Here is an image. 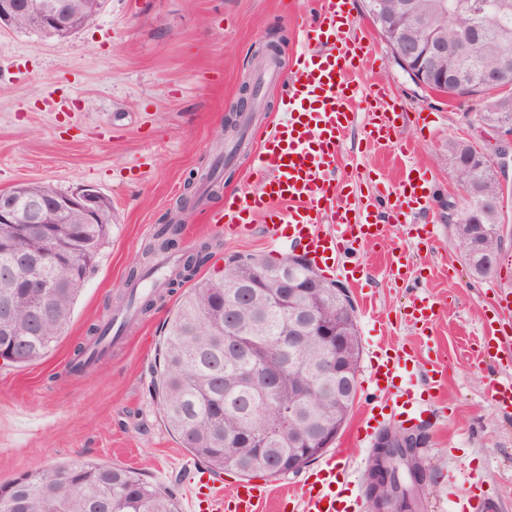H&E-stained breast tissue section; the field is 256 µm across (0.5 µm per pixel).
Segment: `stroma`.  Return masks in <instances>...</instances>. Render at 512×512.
Returning a JSON list of instances; mask_svg holds the SVG:
<instances>
[{
	"mask_svg": "<svg viewBox=\"0 0 512 512\" xmlns=\"http://www.w3.org/2000/svg\"><path fill=\"white\" fill-rule=\"evenodd\" d=\"M305 7V0H104L94 22L66 38L0 29V192L31 182L62 193L91 185L112 203L109 235L66 333L36 363L0 364V486L82 457L176 489L182 512H191L183 470L194 459L164 423L152 374L162 325L183 288L157 294L149 313L129 321L128 344L114 346L101 363L79 375L66 365L92 325L127 305L130 270L154 264L146 249L182 196H190L192 210L171 255L209 244L212 257L198 277L221 270L233 254L284 257L263 221L230 239L208 216L223 209L229 191L259 188L248 153L254 133L277 111L280 88L261 84L258 47L278 40L281 66L289 68L300 48L296 12ZM351 9L375 64L350 79L366 89L385 85L398 110L386 147L369 143L364 122L346 132L336 182L363 200L384 185L400 189L411 169L422 168L432 177V195L410 222L388 225L375 242L353 244L354 275L334 270L326 277L349 290L363 347L382 340L417 357L409 376L427 422L417 512H454L471 475L497 512H512V412L488 395L492 381L512 378V304L502 300L512 293V199L504 214L509 238L483 281L471 277L448 220L462 191L445 145L466 137L483 101H451L421 88L366 16L363 0H351ZM245 81L258 87L245 107L252 127L231 157L224 117L241 108ZM218 164L223 173L214 188L204 176ZM396 248L409 257L408 279L389 273ZM419 296L434 304L425 327L408 316ZM488 321L499 330L501 355L482 361L465 345ZM370 398L385 396L363 371L352 415L327 450L346 472V493L361 512H370L364 474L372 449L358 443L357 433Z\"/></svg>",
	"mask_w": 512,
	"mask_h": 512,
	"instance_id": "stroma-1",
	"label": "stroma"
}]
</instances>
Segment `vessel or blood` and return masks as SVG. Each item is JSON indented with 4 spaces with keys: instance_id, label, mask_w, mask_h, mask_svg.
Wrapping results in <instances>:
<instances>
[{
    "instance_id": "1",
    "label": "vessel or blood",
    "mask_w": 512,
    "mask_h": 512,
    "mask_svg": "<svg viewBox=\"0 0 512 512\" xmlns=\"http://www.w3.org/2000/svg\"><path fill=\"white\" fill-rule=\"evenodd\" d=\"M314 10L302 22L298 39L303 49L294 57L289 73L266 69L270 83H285L279 118L274 121L256 150L252 164L262 175L260 191L230 193L215 223L223 224L228 236L250 231L255 216L269 218L272 240L284 249H301L315 264L343 259L349 246L381 237L385 224L408 217L424 207L431 195L426 172L408 178L387 210L377 201L357 205L352 193L337 192L336 157L342 136L357 120L353 104L360 95L345 75L363 61L361 38L351 36L356 21L350 0H312ZM372 139L391 137V113H368ZM400 356L376 345L367 368L374 385L399 392L407 422L416 423L422 413L412 389L399 379ZM335 461H326L314 474L300 501L301 512H349L340 495ZM266 485L237 484L231 494L210 486L198 492L193 512H261L267 499Z\"/></svg>"
}]
</instances>
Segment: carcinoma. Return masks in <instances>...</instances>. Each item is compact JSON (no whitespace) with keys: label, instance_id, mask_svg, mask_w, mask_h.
Wrapping results in <instances>:
<instances>
[{"label":"carcinoma","instance_id":"carcinoma-1","mask_svg":"<svg viewBox=\"0 0 512 512\" xmlns=\"http://www.w3.org/2000/svg\"><path fill=\"white\" fill-rule=\"evenodd\" d=\"M505 1L512 3V0H447L448 40H454L469 26L485 28L481 39L463 45V51L474 63L476 75L498 64L503 51L499 33L505 30L512 33V7H502ZM70 2L74 12L70 30L73 34L94 21L99 9H87L95 0ZM448 96L483 97L486 105L479 113L480 118L490 120L496 116L498 98L489 96L475 77L448 88ZM472 178L479 182L485 196L497 194V182L490 179L488 170L480 169L471 177L462 172L457 175L464 187ZM47 216L56 227L59 246L74 253L78 260L69 272L88 279L112 223L111 202H106L98 224L87 223L75 211L60 213L51 209ZM278 263L280 260L265 255L241 256L239 264L226 266L216 275L193 284L166 321L156 367V389L163 416L182 447L215 473L235 471L244 476L263 474L279 478L290 472L295 474L316 460L310 455L293 470H288V461L298 456L302 427L287 424L284 411L297 384L295 372L289 370L288 365L316 363L320 356L319 338L312 337L294 351L279 345L288 329V312L286 307L274 302L280 288L273 280L260 284L252 304L236 311L237 344L254 352L264 370L274 377L278 400L268 403L265 380L248 387L238 383L239 371L249 359L244 353L227 347V325H219L214 320L216 313L222 317L227 315L239 292L237 285L255 282L258 272ZM293 276L316 280L321 291L331 285L310 265L293 267L288 277ZM8 293L29 294L14 312V329L30 348L24 364H33L52 351L66 332L78 290L59 287L42 302L38 289L0 280V297ZM322 317L332 321L340 319L347 325L351 368L359 371L361 346L351 299L339 304L331 299L324 306ZM111 332L110 321L95 325L90 329V341L109 345L113 340ZM323 385L335 392V401L317 403L302 413L305 428L317 434L329 433L344 425L356 401L355 394L342 390L341 380L325 379ZM400 480L408 485L410 493L405 509L414 512L422 491L421 479L402 471ZM17 500L27 501L30 512H180L179 501L172 491L145 481L137 472L81 459L42 468L25 484L13 481L0 486V512H12V504Z\"/></svg>","mask_w":512,"mask_h":512}]
</instances>
